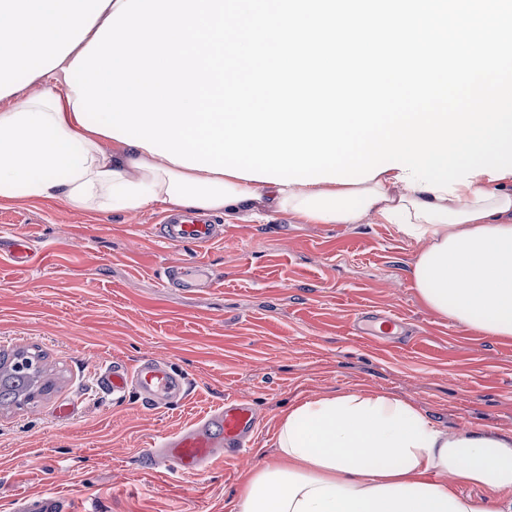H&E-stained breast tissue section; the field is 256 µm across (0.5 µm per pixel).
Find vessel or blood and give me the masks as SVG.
Returning <instances> with one entry per match:
<instances>
[{
    "label": "vessel or blood",
    "mask_w": 512,
    "mask_h": 512,
    "mask_svg": "<svg viewBox=\"0 0 512 512\" xmlns=\"http://www.w3.org/2000/svg\"><path fill=\"white\" fill-rule=\"evenodd\" d=\"M161 238L170 243H189L203 248L216 241L215 225L193 214L167 220L159 225ZM13 265L21 270L31 267L36 253L24 237H16L10 247ZM209 269L200 263L186 262L166 267L161 277L165 288H195L200 278L209 277ZM402 323L392 314L364 311L352 325L355 334L376 339L394 334ZM98 391L120 396L129 388H136L151 407L164 408L181 400L187 391V382L175 372L168 361L149 358L135 368L118 363L96 369L94 377ZM259 418L251 404L231 398L218 409L191 425L164 434L149 450L155 464L182 475H193L207 469L218 454H237L257 432ZM13 512H71L64 499L53 492H41L18 497Z\"/></svg>",
    "instance_id": "obj_1"
}]
</instances>
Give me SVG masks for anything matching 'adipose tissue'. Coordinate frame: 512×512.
I'll return each instance as SVG.
<instances>
[{"label": "adipose tissue", "mask_w": 512, "mask_h": 512, "mask_svg": "<svg viewBox=\"0 0 512 512\" xmlns=\"http://www.w3.org/2000/svg\"><path fill=\"white\" fill-rule=\"evenodd\" d=\"M122 0H0V199L61 200L130 214L150 206L231 215L274 210L305 224L377 217L421 242L409 276L431 311L512 339V174L453 193L395 169L358 184L280 185L195 170L79 124L65 68ZM36 93L25 96L19 75ZM276 458L250 474L235 512H512V433L451 431L413 404L350 390L293 405ZM466 485H487L478 501Z\"/></svg>", "instance_id": "adipose-tissue-1"}]
</instances>
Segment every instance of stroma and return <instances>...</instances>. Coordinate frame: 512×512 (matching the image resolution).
<instances>
[{"label": "stroma", "instance_id": "stroma-1", "mask_svg": "<svg viewBox=\"0 0 512 512\" xmlns=\"http://www.w3.org/2000/svg\"><path fill=\"white\" fill-rule=\"evenodd\" d=\"M166 210L85 211L58 200L0 199V352L45 358L51 391L0 407V512L23 493L54 491L74 512H233L247 473L275 456L288 409L349 389L387 392L452 430L512 432V340H494L428 310L409 268L421 245L391 225L301 224L284 212H240L224 238L195 250L155 226ZM43 255L13 266V236ZM196 260L212 288H161L163 267ZM366 309L402 318L387 345L355 335ZM162 357L190 380L157 411L135 391L97 394L96 364ZM240 398L262 417L251 445L182 476L146 450ZM69 407L68 416L60 408Z\"/></svg>", "mask_w": 512, "mask_h": 512}]
</instances>
